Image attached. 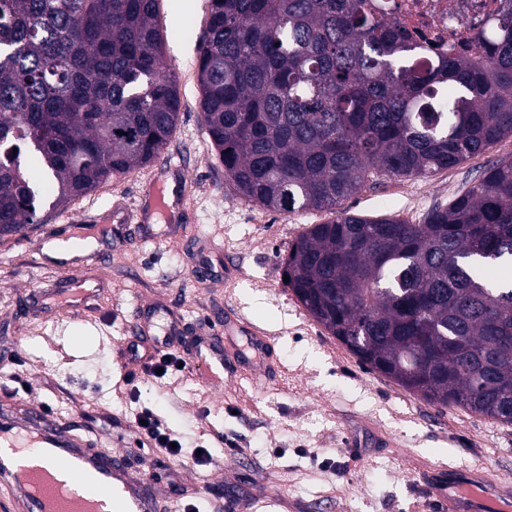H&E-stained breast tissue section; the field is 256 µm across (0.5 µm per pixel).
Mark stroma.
Masks as SVG:
<instances>
[{"mask_svg": "<svg viewBox=\"0 0 512 512\" xmlns=\"http://www.w3.org/2000/svg\"><path fill=\"white\" fill-rule=\"evenodd\" d=\"M207 17L208 0L159 2L165 58L182 101L177 130L159 157L0 243V351L24 361L29 383L19 395L0 396V409L21 417L30 403H48L58 424L90 429L99 450L125 451L143 482L158 490L156 512H183L190 503L199 512H225L230 501L240 512H427L417 473L441 459H481L512 481V426L431 405L353 355L333 354L331 334L285 286L289 246L332 215L271 212L225 181L199 108L196 46ZM510 158L507 138L427 179L382 178L342 206L416 223L464 194L489 164ZM176 165L191 196L173 224L144 203L148 177L166 182ZM87 211L97 215L89 233L112 262L101 264L100 252L85 256L81 272L101 291L74 318L48 295L70 269L36 258ZM235 310L273 333L279 382L228 378L216 390L172 373L123 384L114 356L132 312H144L150 335H164L176 322L191 336ZM145 408L179 439L182 458L157 460L141 444L134 416ZM197 448L208 450L209 463L196 461Z\"/></svg>", "mask_w": 512, "mask_h": 512, "instance_id": "obj_1", "label": "stroma"}]
</instances>
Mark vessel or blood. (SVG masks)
I'll use <instances>...</instances> for the list:
<instances>
[{"mask_svg": "<svg viewBox=\"0 0 512 512\" xmlns=\"http://www.w3.org/2000/svg\"><path fill=\"white\" fill-rule=\"evenodd\" d=\"M224 331L210 325L206 335L186 339L191 375L209 382L224 367ZM23 421L0 416V487L8 488L24 512H99L98 503L121 489L112 512H153L154 499L132 476L122 452L93 450L73 429L48 420L44 406ZM423 483L436 512H498L512 504V483L497 478L480 460L436 465Z\"/></svg>", "mask_w": 512, "mask_h": 512, "instance_id": "vessel-or-blood-1", "label": "vessel or blood"}]
</instances>
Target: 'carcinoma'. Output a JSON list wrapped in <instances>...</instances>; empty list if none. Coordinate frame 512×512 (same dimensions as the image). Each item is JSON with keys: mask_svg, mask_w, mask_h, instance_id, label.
Returning <instances> with one entry per match:
<instances>
[{"mask_svg": "<svg viewBox=\"0 0 512 512\" xmlns=\"http://www.w3.org/2000/svg\"><path fill=\"white\" fill-rule=\"evenodd\" d=\"M199 107L240 198L290 214L429 178L512 138V0L420 66L377 0H210ZM181 101L158 0H0V239L151 163ZM512 159L412 224L345 213L282 275L363 365L512 423Z\"/></svg>", "mask_w": 512, "mask_h": 512, "instance_id": "cac0c4a2", "label": "carcinoma"}]
</instances>
